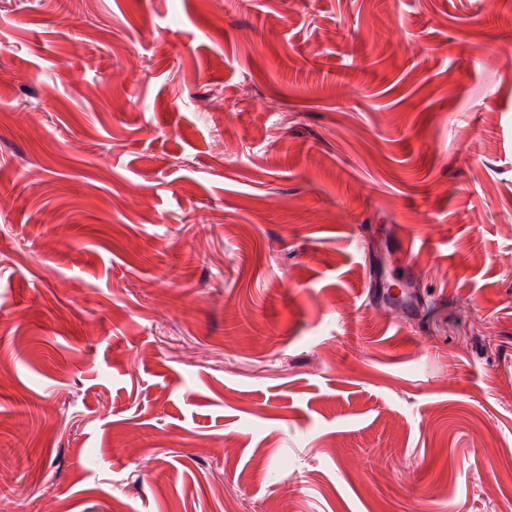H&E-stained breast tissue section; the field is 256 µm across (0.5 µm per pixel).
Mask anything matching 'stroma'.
Wrapping results in <instances>:
<instances>
[{
	"instance_id": "35a3bbf8",
	"label": "stroma",
	"mask_w": 512,
	"mask_h": 512,
	"mask_svg": "<svg viewBox=\"0 0 512 512\" xmlns=\"http://www.w3.org/2000/svg\"><path fill=\"white\" fill-rule=\"evenodd\" d=\"M512 0H0V512H512Z\"/></svg>"
}]
</instances>
